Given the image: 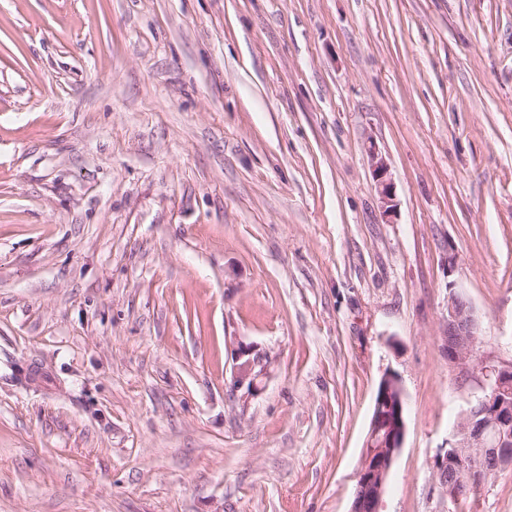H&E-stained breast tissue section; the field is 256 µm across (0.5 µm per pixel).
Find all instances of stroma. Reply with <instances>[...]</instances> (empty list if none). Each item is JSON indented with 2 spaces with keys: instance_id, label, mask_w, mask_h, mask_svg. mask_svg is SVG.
<instances>
[{
  "instance_id": "1",
  "label": "stroma",
  "mask_w": 512,
  "mask_h": 512,
  "mask_svg": "<svg viewBox=\"0 0 512 512\" xmlns=\"http://www.w3.org/2000/svg\"><path fill=\"white\" fill-rule=\"evenodd\" d=\"M452 283L512 364V0H0V512H350L388 371L380 512H512ZM375 160L376 161L374 164L373 173L379 188V195L382 203L383 214L385 216H389L394 212L395 207V204H393V186L390 179L388 178V168L385 161L382 158L378 157H375ZM448 290L444 318L448 361L464 370L478 369L484 378L483 395L462 414L448 436L445 456L435 463L442 493L457 504L481 484L473 481L469 488L473 479L484 481L512 467V366L476 362L480 344L477 312L455 284H449ZM406 433L405 400L395 373L381 377L350 512H378L394 459Z\"/></svg>"
}]
</instances>
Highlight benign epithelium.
Instances as JSON below:
<instances>
[{
  "label": "benign epithelium",
  "instance_id": "benign-epithelium-1",
  "mask_svg": "<svg viewBox=\"0 0 512 512\" xmlns=\"http://www.w3.org/2000/svg\"><path fill=\"white\" fill-rule=\"evenodd\" d=\"M383 214L394 212L393 186L381 158L374 164ZM448 336V361L464 370L477 369L483 375V395L462 414L448 436V450L436 460V477L442 493L454 503L464 496L469 484L498 476L512 467V366L477 363L480 323L477 312L465 296L448 284V315L444 318ZM237 367L235 383L242 384L261 365L246 346ZM406 433L405 400L398 376L381 377L365 449L357 471L350 512H378L394 459Z\"/></svg>",
  "mask_w": 512,
  "mask_h": 512
}]
</instances>
